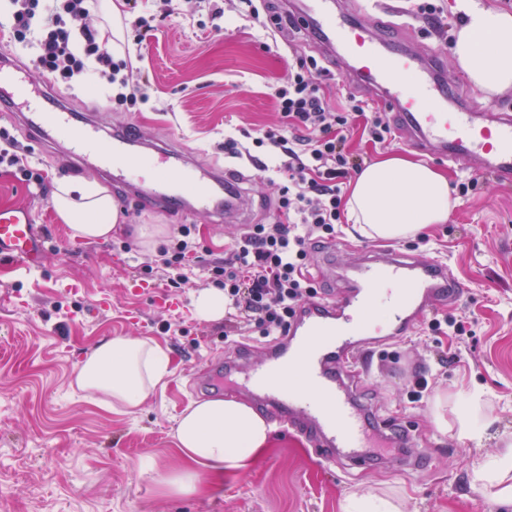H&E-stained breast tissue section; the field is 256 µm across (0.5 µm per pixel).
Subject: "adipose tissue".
Wrapping results in <instances>:
<instances>
[{"mask_svg": "<svg viewBox=\"0 0 512 512\" xmlns=\"http://www.w3.org/2000/svg\"><path fill=\"white\" fill-rule=\"evenodd\" d=\"M462 24L453 33L452 54L470 81L492 98L512 88V13L487 0H456ZM72 238L110 239L121 227L109 190L88 179L59 182L51 199ZM454 207L447 175L394 155L367 164L351 182L347 210L361 234L371 239L401 240L433 224L447 223ZM168 352L149 338L100 339L81 364L75 382L103 408L132 414L172 374ZM273 427L249 405L213 397L191 401L176 421L173 436L184 465L165 475L169 493L198 490L199 472L242 474L266 451ZM512 448L474 464L475 481L494 498L512 500Z\"/></svg>", "mask_w": 512, "mask_h": 512, "instance_id": "obj_1", "label": "adipose tissue"}]
</instances>
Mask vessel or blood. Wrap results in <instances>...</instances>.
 <instances>
[{"instance_id": "1", "label": "vessel or blood", "mask_w": 512, "mask_h": 512, "mask_svg": "<svg viewBox=\"0 0 512 512\" xmlns=\"http://www.w3.org/2000/svg\"><path fill=\"white\" fill-rule=\"evenodd\" d=\"M295 16L315 32L347 83L359 85L395 116L399 138L439 160L460 163L476 176L512 184V115L471 111L462 81H439L440 57L421 58L393 39L390 25L347 12L344 0H304ZM0 84L37 137H64L83 164L103 171L115 187L139 195L141 208L176 210L190 204L228 224L247 223L242 177L233 169L202 168L182 149L163 144L145 151L137 125L102 139L76 112L55 104L17 67L0 64ZM45 239L30 208H0V258L39 265ZM342 292L322 290L301 303L284 336L256 361L211 366L215 392L255 398L284 415L325 464L365 470L371 449L391 445L390 421L370 427L351 396L355 363L370 365L376 348L408 335L420 313L456 303L466 292L449 267L392 249H369ZM291 375L302 385L288 384Z\"/></svg>"}]
</instances>
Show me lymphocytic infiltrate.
Instances as JSON below:
<instances>
[{"label": "lymphocytic infiltrate", "mask_w": 512, "mask_h": 512, "mask_svg": "<svg viewBox=\"0 0 512 512\" xmlns=\"http://www.w3.org/2000/svg\"><path fill=\"white\" fill-rule=\"evenodd\" d=\"M7 2L10 38L32 48L31 62L38 71L67 85L92 72L112 89L117 105L147 102L127 61L116 57L99 29L88 24L89 0ZM329 74L315 57L298 59L275 89L285 126L267 129L254 140L255 146L268 147L281 158L269 178L279 187L280 218L250 225L224 261L211 269L231 308L225 332L255 324L263 336H281L298 304L315 290L304 275L309 244L336 235L341 182L363 163L348 151L344 131L369 109L350 94L342 110L332 111L322 90V79Z\"/></svg>", "instance_id": "lymphocytic-infiltrate-1"}]
</instances>
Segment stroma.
I'll return each mask as SVG.
<instances>
[{"label": "stroma", "mask_w": 512, "mask_h": 512, "mask_svg": "<svg viewBox=\"0 0 512 512\" xmlns=\"http://www.w3.org/2000/svg\"><path fill=\"white\" fill-rule=\"evenodd\" d=\"M410 0H377L374 20L395 22L396 37L420 54L443 57L442 74L453 81L450 34H436L411 15ZM138 11L159 20L142 44L124 28V53L148 95L133 109L112 104L95 81L56 84L39 71L32 78L67 111L88 114L102 133L136 124L155 142L184 148L202 166L232 167L245 177L253 201L250 221L276 215V185L248 161L225 157L224 142L255 138L283 125L274 90L297 57H321L306 31L279 37L241 15L238 0H224L219 30L208 11L196 19L166 13L161 0H140ZM31 147L47 173L45 190L0 170V206L32 207L47 236L48 250L37 268L0 261V512H345L348 493L372 490L393 499L400 512H512L473 481V465L494 458L512 435V186L478 180L458 198L447 223L423 238L400 240L396 249L448 262L471 287L457 304L426 312L401 342L376 354L369 373L349 386L374 419L409 429L403 451L425 455V468L394 472L377 461L367 472L324 468L313 448L274 422L265 455L247 473L199 476V490L165 494L159 478L180 466L173 442L175 418L189 401L204 398L195 382L209 363L227 356H262L266 337L250 327L225 338L223 320L200 318L196 295L213 289L211 266L223 262L239 236L236 224L169 210H141L136 199L113 193L124 229L106 241L71 239L56 217V184L79 178L102 180L62 141L38 142L17 116L8 89L0 87V128ZM352 152L366 161L399 152L423 155L396 139L373 142L364 118L346 132ZM161 224L166 232L145 251L133 229ZM194 226L193 272L180 286L166 264L180 225ZM151 267L150 287L135 292L142 267ZM455 317L464 335L435 330L434 322ZM109 336L149 337L169 353L172 375L137 415L107 410L78 391L75 375L85 350ZM428 388L414 396L416 377ZM478 408L481 436L460 440L433 420L436 398Z\"/></svg>", "instance_id": "1"}]
</instances>
